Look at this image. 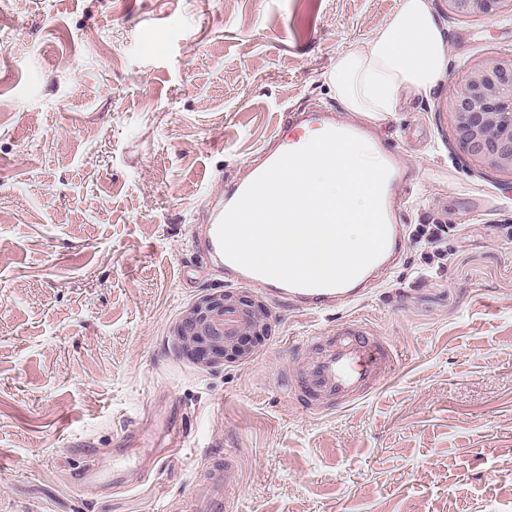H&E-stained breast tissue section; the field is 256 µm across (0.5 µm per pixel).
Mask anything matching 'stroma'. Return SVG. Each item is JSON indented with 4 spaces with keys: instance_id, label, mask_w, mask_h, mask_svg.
<instances>
[{
    "instance_id": "35a3bbf8",
    "label": "stroma",
    "mask_w": 512,
    "mask_h": 512,
    "mask_svg": "<svg viewBox=\"0 0 512 512\" xmlns=\"http://www.w3.org/2000/svg\"><path fill=\"white\" fill-rule=\"evenodd\" d=\"M430 4L446 78L376 125L415 173L400 262L353 311L270 305L250 359L204 368L171 334L226 288L195 253L207 211L294 112H342L325 73L399 0H0V512H163L225 452L238 512H512V175L446 111L512 18ZM422 224L448 225L444 266ZM353 314L397 367L309 408L277 382L289 345Z\"/></svg>"
}]
</instances>
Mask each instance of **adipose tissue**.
Masks as SVG:
<instances>
[{
  "mask_svg": "<svg viewBox=\"0 0 512 512\" xmlns=\"http://www.w3.org/2000/svg\"><path fill=\"white\" fill-rule=\"evenodd\" d=\"M445 70V41L429 0H400L393 18L341 53L325 79L345 110L375 123L397 111L404 94L429 95Z\"/></svg>",
  "mask_w": 512,
  "mask_h": 512,
  "instance_id": "adipose-tissue-1",
  "label": "adipose tissue"
}]
</instances>
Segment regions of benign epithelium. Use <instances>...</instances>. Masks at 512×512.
Here are the masks:
<instances>
[{
    "label": "benign epithelium",
    "instance_id": "1",
    "mask_svg": "<svg viewBox=\"0 0 512 512\" xmlns=\"http://www.w3.org/2000/svg\"><path fill=\"white\" fill-rule=\"evenodd\" d=\"M448 13L512 16V0H447ZM448 119L453 141L468 159L512 174V53L488 59L452 82ZM266 306L246 292L203 296L181 316L172 341L179 354L204 367L249 358L253 344L271 334Z\"/></svg>",
    "mask_w": 512,
    "mask_h": 512
}]
</instances>
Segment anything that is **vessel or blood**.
<instances>
[{
  "instance_id": "1",
  "label": "vessel or blood",
  "mask_w": 512,
  "mask_h": 512,
  "mask_svg": "<svg viewBox=\"0 0 512 512\" xmlns=\"http://www.w3.org/2000/svg\"><path fill=\"white\" fill-rule=\"evenodd\" d=\"M293 124L296 133L288 143L270 141L245 176L225 189L223 200L211 209L206 236L197 250L206 260L222 263L225 283L261 289L274 299L287 302L293 311L321 313L338 307L352 309L380 283L401 256L404 235L398 189L409 175L399 154L385 146L373 125L350 124L334 112H301ZM327 130L346 132L365 140L373 154L389 169L382 197L387 226L384 252L349 283L326 288L291 286L226 259L217 237V227L225 212L282 152L304 147L310 132ZM398 359V352L390 344L374 335L361 318L353 317L342 323L334 335L322 340L316 356L307 360L302 368L296 380V391L307 402L332 403L345 408L371 394L377 384L394 371ZM226 463V458H217L210 469L208 479L212 494L207 502L181 495L168 502L165 512H236V493L224 485Z\"/></svg>"
}]
</instances>
